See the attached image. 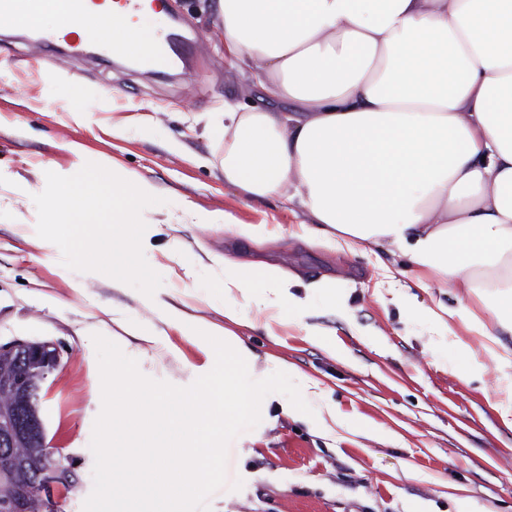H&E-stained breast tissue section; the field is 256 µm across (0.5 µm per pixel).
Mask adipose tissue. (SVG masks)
<instances>
[{
	"mask_svg": "<svg viewBox=\"0 0 512 512\" xmlns=\"http://www.w3.org/2000/svg\"><path fill=\"white\" fill-rule=\"evenodd\" d=\"M224 56L289 111L225 102L208 127L224 137L225 184L276 198L344 240L409 258L416 287L459 295V319L512 378V0H217ZM15 25L101 33L115 55H155V15L112 0L82 15L57 0ZM225 293L303 310L336 297L266 262L211 255Z\"/></svg>",
	"mask_w": 512,
	"mask_h": 512,
	"instance_id": "adipose-tissue-1",
	"label": "adipose tissue"
}]
</instances>
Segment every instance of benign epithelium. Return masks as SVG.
Here are the masks:
<instances>
[{"instance_id": "obj_1", "label": "benign epithelium", "mask_w": 512, "mask_h": 512, "mask_svg": "<svg viewBox=\"0 0 512 512\" xmlns=\"http://www.w3.org/2000/svg\"><path fill=\"white\" fill-rule=\"evenodd\" d=\"M53 347L50 342L13 340L0 344V354L22 351L29 361L40 359L41 353ZM8 395L16 401V409L0 412V475L27 465V460L13 453L17 437L25 429L19 417L28 395L25 377L21 374L0 376V395ZM43 454L48 462L34 465L31 468V482L13 487L11 495L0 501V512H29L32 498H40L45 507L51 512L55 510L56 501L52 492L62 495L69 491L71 484L69 469L63 463V455L57 448H43Z\"/></svg>"}]
</instances>
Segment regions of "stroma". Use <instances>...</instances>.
<instances>
[{
	"instance_id": "obj_1",
	"label": "stroma",
	"mask_w": 512,
	"mask_h": 512,
	"mask_svg": "<svg viewBox=\"0 0 512 512\" xmlns=\"http://www.w3.org/2000/svg\"><path fill=\"white\" fill-rule=\"evenodd\" d=\"M174 32L200 38L197 52L171 56L164 73L140 70L99 54L40 53L33 38L0 30V341L53 342L61 361L39 392L48 447L61 449L78 476L57 512H82L93 488L90 450L101 386L93 334L135 358L142 374L176 386L199 377L207 362L200 341L169 331L152 343L127 335L113 315L158 325L152 299L179 297L190 315L229 325L254 355L252 374L281 364L301 375L313 411L336 405L346 428L326 433L312 417H288L278 405L227 450L226 481L207 500L211 512H512V384L503 380L479 341L457 350L466 330L442 326L426 309L455 308L456 293L414 288L399 254L361 245L328 248L300 239L304 216L276 199L241 196L224 183V141L203 136L225 101L282 112L285 101L261 89L225 59L213 33L221 24L215 0H167ZM89 104L74 124L68 93ZM151 122L143 134L141 121ZM125 134H117V127ZM65 141L83 145L90 162L108 160L148 180L170 207L188 202L230 213L237 223L265 225L252 244L221 229L192 224L166 229L144 249L163 278L154 298L132 287L61 263L60 249L36 234L34 194L45 174L70 168ZM279 265L303 279L329 277L335 300L316 298L282 320L255 301L216 289L221 269L200 261L203 250ZM325 334L335 354L308 338ZM484 365L466 381L467 360Z\"/></svg>"
}]
</instances>
